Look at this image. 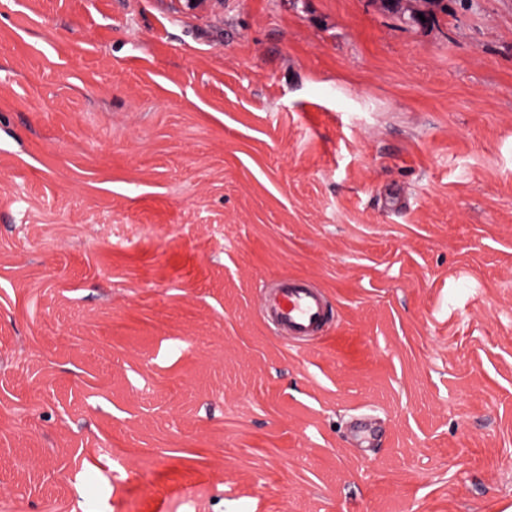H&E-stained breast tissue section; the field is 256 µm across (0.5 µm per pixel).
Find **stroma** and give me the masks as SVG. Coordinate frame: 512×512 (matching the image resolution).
<instances>
[{
    "mask_svg": "<svg viewBox=\"0 0 512 512\" xmlns=\"http://www.w3.org/2000/svg\"><path fill=\"white\" fill-rule=\"evenodd\" d=\"M433 13L0 0V512H512V0ZM260 307L272 318L286 345L317 334L326 337L327 299L307 280L284 278L280 288H268L263 293Z\"/></svg>",
    "mask_w": 512,
    "mask_h": 512,
    "instance_id": "obj_1",
    "label": "stroma"
}]
</instances>
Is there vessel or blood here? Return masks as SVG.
<instances>
[{
    "label": "vessel or blood",
    "instance_id": "obj_1",
    "mask_svg": "<svg viewBox=\"0 0 512 512\" xmlns=\"http://www.w3.org/2000/svg\"><path fill=\"white\" fill-rule=\"evenodd\" d=\"M260 306L277 326L281 341L289 345L323 333L327 324L324 293L301 278L287 277L279 287L267 289Z\"/></svg>",
    "mask_w": 512,
    "mask_h": 512
}]
</instances>
